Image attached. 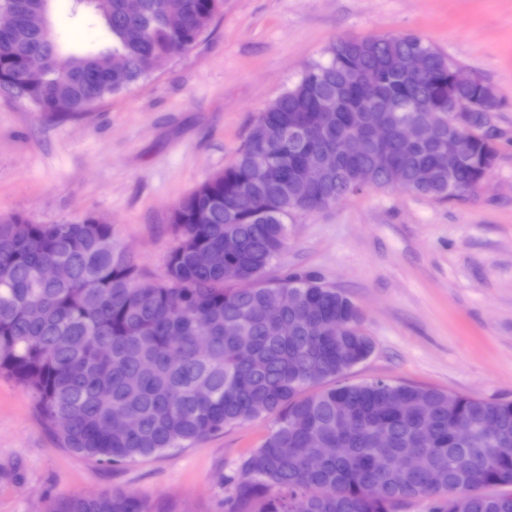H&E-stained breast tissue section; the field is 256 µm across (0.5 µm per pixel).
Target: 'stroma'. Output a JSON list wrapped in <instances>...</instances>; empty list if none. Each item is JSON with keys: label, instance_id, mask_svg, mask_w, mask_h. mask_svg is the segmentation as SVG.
Here are the masks:
<instances>
[{"label": "stroma", "instance_id": "stroma-1", "mask_svg": "<svg viewBox=\"0 0 512 512\" xmlns=\"http://www.w3.org/2000/svg\"><path fill=\"white\" fill-rule=\"evenodd\" d=\"M405 33L503 98L484 190L438 201L369 189L297 216L271 273L312 275L362 310L373 351L346 382L512 401V0H224L190 51L84 118L53 120L0 92V217H103L143 278L160 279L176 243L174 206L235 161L262 109L336 39ZM100 36L71 0H54L58 43ZM271 425L258 418L105 467L61 448L29 392L0 377V512L106 492L137 495L153 512H224L225 477Z\"/></svg>", "mask_w": 512, "mask_h": 512}]
</instances>
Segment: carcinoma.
Here are the masks:
<instances>
[{"label":"carcinoma","mask_w":512,"mask_h":512,"mask_svg":"<svg viewBox=\"0 0 512 512\" xmlns=\"http://www.w3.org/2000/svg\"><path fill=\"white\" fill-rule=\"evenodd\" d=\"M52 0H0L23 16L0 35V90L51 118L91 106L165 69L190 50L224 0H72L105 38L81 51L52 38ZM424 50L406 74L400 61ZM452 63L415 34L343 38L259 113L235 162L182 199L171 215L176 244L158 281L143 280L112 225L0 219V375L30 393L58 443L80 458L120 465L188 448L227 426L273 419L262 445L225 483V512H397L433 499L432 512H512V402L375 380L341 381L372 352L361 310L299 272L269 278L288 244V224L366 189L399 188L465 200L493 168L497 139L485 132L492 85H460L466 123L448 126ZM385 122L396 172L377 168L364 144ZM416 125L406 141L401 128ZM327 136L313 142L306 128ZM343 145L317 188L304 169ZM461 162L448 174V145ZM262 180L252 171L263 161ZM238 251L224 254V236ZM61 263L69 275L38 272ZM288 322V335L267 313ZM209 342L208 353L198 342ZM135 422L109 425L112 409ZM462 420L471 441L452 436ZM376 428L389 435L379 448ZM419 456L422 467L412 469ZM48 512H151L133 494L74 495Z\"/></svg>","instance_id":"carcinoma-1"}]
</instances>
